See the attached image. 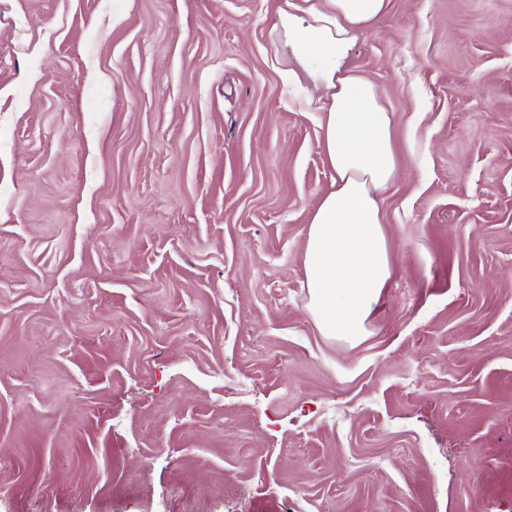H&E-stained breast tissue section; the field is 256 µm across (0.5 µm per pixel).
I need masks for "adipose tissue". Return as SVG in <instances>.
<instances>
[{
	"label": "adipose tissue",
	"instance_id": "1",
	"mask_svg": "<svg viewBox=\"0 0 512 512\" xmlns=\"http://www.w3.org/2000/svg\"><path fill=\"white\" fill-rule=\"evenodd\" d=\"M389 0H286L278 20L300 61L327 62L322 144L332 188L312 213L304 256L308 311L323 335L348 341L392 277L380 194L397 175L392 119L375 83L343 62Z\"/></svg>",
	"mask_w": 512,
	"mask_h": 512
}]
</instances>
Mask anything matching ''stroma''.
<instances>
[{
  "label": "stroma",
  "mask_w": 512,
  "mask_h": 512,
  "mask_svg": "<svg viewBox=\"0 0 512 512\" xmlns=\"http://www.w3.org/2000/svg\"><path fill=\"white\" fill-rule=\"evenodd\" d=\"M0 0V512H512V0H390L393 274L322 335L285 0Z\"/></svg>",
  "instance_id": "stroma-1"
}]
</instances>
